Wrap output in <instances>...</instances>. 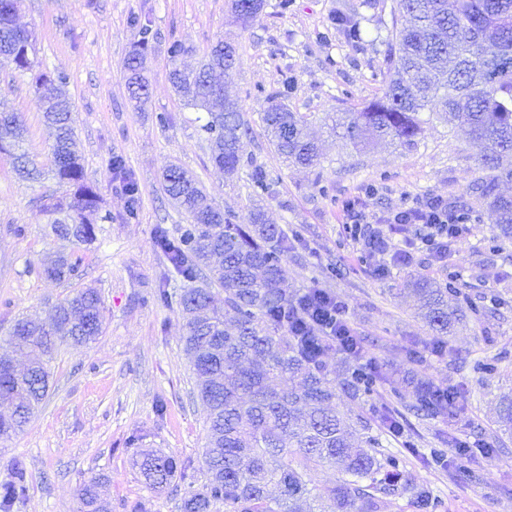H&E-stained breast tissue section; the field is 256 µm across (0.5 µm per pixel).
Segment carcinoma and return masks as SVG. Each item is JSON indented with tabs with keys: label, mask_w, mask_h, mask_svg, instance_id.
<instances>
[{
	"label": "carcinoma",
	"mask_w": 512,
	"mask_h": 512,
	"mask_svg": "<svg viewBox=\"0 0 512 512\" xmlns=\"http://www.w3.org/2000/svg\"><path fill=\"white\" fill-rule=\"evenodd\" d=\"M20 0H0V68L33 71V35L19 28L15 17ZM137 40L126 60L127 83L137 103L148 96L144 67L146 50L157 39L151 21L131 18ZM332 26L356 47L368 43L360 23L341 14ZM386 32V87L381 97L355 112H344L334 128L355 146L390 139L412 149L418 145L422 124L433 119L465 129L483 143L484 174L470 191L479 207L495 217L500 235L512 236V196L500 185L512 182V0H396L391 20L380 21ZM165 52L171 61L170 81L184 105L201 112L200 130L210 145V159L234 176L244 159L250 126L242 105L224 95L217 76L234 69L236 46L218 41L203 55L196 70L181 69L178 61L192 52L171 40ZM39 84L51 86L42 98V117L54 130L51 173L65 188L51 195L43 211L51 216L55 235L84 245L95 239L94 224L111 219L102 214V198L87 181L81 157L74 150L73 102L66 77L39 73ZM291 79L283 75L279 91L266 96L269 105L262 122L272 144L284 159L303 168L320 165L318 142L305 132L308 115L292 112L283 103ZM27 129L19 113L0 99V153L11 158L19 178L35 181L41 169L19 152ZM110 172L128 196L127 216L137 217L138 185L122 158L109 161ZM166 192L187 225L174 238L166 228L155 229V242L167 264L187 283L178 300L190 359L194 392L207 409L206 479L181 499V512H380L384 502L381 470L398 468L394 454L379 459V439L368 435L354 443L360 419L342 415L335 407L336 379L324 363L331 337L316 336L304 318L309 301L288 289L284 255L292 247L288 235L266 223L260 209L253 223L233 224L215 207L206 191L177 164L163 172ZM252 195L271 192V181L260 167L249 173ZM82 257L59 255L32 272L65 281L79 276ZM421 302L422 318L439 335L458 312L453 302L458 290L449 280L438 283L418 276L407 281ZM224 293L216 307L214 289ZM101 297L94 288H82L54 306L47 322L22 317L11 327L0 347V404L11 414L0 416V440L23 432L43 404L52 377L51 362L64 342L88 345L103 330ZM381 380L376 367L352 363L341 390L349 398L368 396ZM453 404L448 390L428 381L417 382L411 408L425 416L447 413ZM499 430L512 433V398L498 406ZM133 465L155 490L175 477L185 480L191 464L162 453H148ZM334 466L347 478L317 489L308 471ZM106 478L94 475L78 489L79 512H111L104 497ZM279 489L272 498L269 488ZM24 464L13 462L10 480L0 483V512H13L26 495Z\"/></svg>",
	"instance_id": "1"
}]
</instances>
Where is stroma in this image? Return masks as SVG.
I'll use <instances>...</instances> for the list:
<instances>
[{"label": "stroma", "instance_id": "1", "mask_svg": "<svg viewBox=\"0 0 512 512\" xmlns=\"http://www.w3.org/2000/svg\"><path fill=\"white\" fill-rule=\"evenodd\" d=\"M276 2L266 0L261 16L245 28L229 0H21L17 22L35 35L38 70L67 78L77 150L112 220L97 224L89 245L54 236L40 206L42 195L56 190L55 181H22L10 158L0 155V336L22 315L48 318L54 304L85 287L97 288L104 302L102 335L88 346L60 347L44 403L26 430L0 447V482L10 478L13 459L27 469V496L14 512H77V489L97 474L108 479L112 512H180L189 483L177 480L156 493L132 465L144 450L191 461L193 482L205 480L207 411L191 394L184 323L156 300L157 289L175 293L181 287L154 240L156 226L175 236L185 222L164 190L163 171L171 163L192 173L233 223H251L260 208L268 223L298 234L285 258L290 290L302 294L318 287L345 304L365 362L378 366L384 380L370 397L338 396L337 408L364 417L384 452L406 456L385 497V512H422L403 490L410 480L437 496L436 512H512V436L500 434L496 424L498 400L512 396V240L488 249L498 228L487 214L455 239L445 262L414 246L410 263L396 265L391 253L368 255L345 230L349 206L377 231L392 211L418 200L469 199L482 174L484 149L437 121L424 125L410 150L380 143L359 151L327 137L321 118L382 95L384 85L372 73L385 47L358 50L340 33L326 40L321 34L339 10L375 34L395 0H292L284 14ZM134 14L149 15L158 34L146 58L150 83L140 110L130 100L125 69ZM172 38L194 47L180 61L188 69L211 44H236L240 63L224 87L244 107L252 128L247 151L274 179L273 196L251 197L246 176L229 179L211 162L196 111L169 80L164 48ZM285 73L294 78L289 109L306 113L312 132L325 140L315 172L286 165L261 120L267 103L257 88L278 91ZM0 97L26 125V152L49 163L53 137L32 74L0 72ZM161 112L168 113V125L158 124ZM115 156L138 183L134 219L127 218L128 198L108 171ZM374 182L379 191L366 195L365 185ZM73 252L84 257L79 278L58 281L28 271L47 256ZM451 271L478 311L458 317L441 337L421 320L417 298L403 286L419 275L440 281ZM479 360L495 364L492 377L474 374ZM416 373L454 389L450 414L421 417L411 410ZM390 412L402 435L385 429L382 416ZM432 448L444 449L443 465L430 463Z\"/></svg>", "mask_w": 512, "mask_h": 512}]
</instances>
